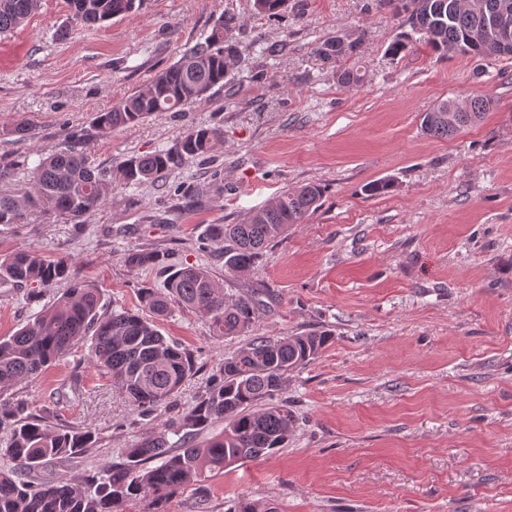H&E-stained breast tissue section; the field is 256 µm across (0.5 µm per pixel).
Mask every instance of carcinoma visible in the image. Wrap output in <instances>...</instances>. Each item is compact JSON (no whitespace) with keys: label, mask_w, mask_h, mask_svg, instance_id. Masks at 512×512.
Here are the masks:
<instances>
[{"label":"carcinoma","mask_w":512,"mask_h":512,"mask_svg":"<svg viewBox=\"0 0 512 512\" xmlns=\"http://www.w3.org/2000/svg\"><path fill=\"white\" fill-rule=\"evenodd\" d=\"M75 23L101 25L136 8V0H68ZM286 0H254L255 10L275 16ZM410 28L396 36L388 52L399 55L410 34H417L432 51L449 54L470 40L467 55L502 57L495 37L487 31L483 13L462 0H396ZM39 6V0H0V34L18 29ZM234 18L218 21L207 38L197 43L170 67L106 112H98L95 127L102 133L130 127L163 112H176L205 99L224 80L239 58L228 33ZM356 41L330 40L317 48L325 60L351 55ZM492 106L489 97L468 99L462 112L454 99L440 101L421 120L422 129L436 138H449L478 124ZM223 141L217 128H191L180 150L132 156L118 162L113 172L129 185L155 183L185 159L204 157ZM109 184L108 173L96 169L70 143L39 159L31 189L18 195L0 194V224H20L25 215L49 206L74 220L97 210ZM323 189L307 183L281 191L268 204L247 212L233 224H212L208 239L224 242V270L238 274L255 269L266 249L294 224H303L320 207ZM162 252L129 248L124 261L133 270L158 267ZM69 287L38 319L10 336H0V430L8 434L0 448V512H123L133 501L163 502L175 490L193 483L203 473L219 472L244 459H256L284 447L295 422L288 405L276 395L288 386V376L318 358L330 341L325 334L255 337L208 380L191 407L177 421L128 448L120 461L106 464L96 478L78 476L56 482L37 479L50 460L88 455L96 448L94 433L78 424H55L54 412L37 413L28 402L7 392L19 383L39 377L81 340H89L88 361L119 387L130 403L150 414L174 399L196 374L194 356L167 340L157 320L175 305L210 317L216 336H238L247 331L259 310L260 291L235 299L224 296L209 270L186 265L167 273L162 289L141 291L143 312L122 308L102 312L101 291L89 282L73 279L63 258L22 250L0 255V285L27 290L57 281ZM224 422V431L199 448L191 436L210 424ZM179 437L170 442L168 434ZM158 461L155 466L152 461ZM233 512H278L272 503L240 500Z\"/></svg>","instance_id":"obj_1"}]
</instances>
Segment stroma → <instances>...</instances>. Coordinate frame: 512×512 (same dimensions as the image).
I'll return each mask as SVG.
<instances>
[{
    "label": "stroma",
    "mask_w": 512,
    "mask_h": 512,
    "mask_svg": "<svg viewBox=\"0 0 512 512\" xmlns=\"http://www.w3.org/2000/svg\"><path fill=\"white\" fill-rule=\"evenodd\" d=\"M254 0H140L99 28L75 26L67 0H40L29 21L0 35V192L29 188L41 155L79 137L93 166L172 151L187 129L219 128L208 157L158 184H109L85 223L43 211L0 225V254L34 250L69 260L98 285L103 310L139 309L162 288L160 269L129 270L140 246L176 264L208 267L227 296L262 289L248 336H212L210 319L181 307L161 333L194 354L197 372L173 403L141 416L77 344L12 395L94 432L88 456L41 475L83 478L190 407L224 358L248 337L331 334L280 393L296 413L284 448L208 474L162 512H229L241 499L278 512H512V58L443 56L413 41L387 48L402 16L378 0H288L280 16ZM235 15L239 63L224 87L181 112L100 135L106 111ZM357 41L325 61L324 41ZM364 67L342 85L340 68ZM493 99L484 120L448 139L421 116L438 101ZM374 181L391 192L367 195ZM325 189L322 207L292 225L244 275L224 272V246L199 243L283 187ZM38 300L0 287V336L33 322L65 290ZM79 395H71V387Z\"/></svg>",
    "instance_id": "35a3bbf8"
}]
</instances>
